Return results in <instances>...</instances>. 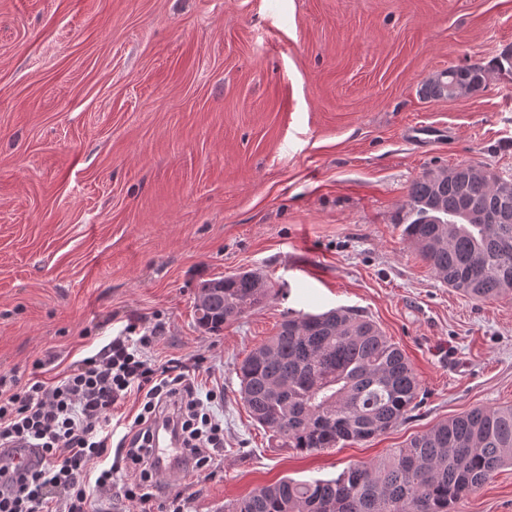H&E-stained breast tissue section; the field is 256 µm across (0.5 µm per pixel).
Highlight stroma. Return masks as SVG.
I'll return each instance as SVG.
<instances>
[{
    "label": "stroma",
    "instance_id": "stroma-1",
    "mask_svg": "<svg viewBox=\"0 0 512 512\" xmlns=\"http://www.w3.org/2000/svg\"><path fill=\"white\" fill-rule=\"evenodd\" d=\"M508 51L512 0H0V376L70 364L131 322L160 326L157 361L202 356L224 448L181 484L182 512L512 405V295L449 288L397 223L427 170L512 178V76L462 100L420 92ZM415 124L436 139L408 137ZM249 269L265 306L201 330L196 285ZM334 308L402 349L420 404L367 441L278 447L238 367L287 314ZM454 512H512V467Z\"/></svg>",
    "mask_w": 512,
    "mask_h": 512
}]
</instances>
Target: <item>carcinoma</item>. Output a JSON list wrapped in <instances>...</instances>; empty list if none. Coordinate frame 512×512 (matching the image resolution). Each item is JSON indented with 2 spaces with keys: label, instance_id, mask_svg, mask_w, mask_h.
<instances>
[{
  "label": "carcinoma",
  "instance_id": "obj_1",
  "mask_svg": "<svg viewBox=\"0 0 512 512\" xmlns=\"http://www.w3.org/2000/svg\"><path fill=\"white\" fill-rule=\"evenodd\" d=\"M474 92L480 62L450 66ZM402 237L441 282L474 301L512 294V205L460 167L448 179L425 172L408 190ZM199 327L219 333L264 305L270 288L251 270L204 281ZM252 420L283 448L313 452L380 435L416 406L420 383L376 322L353 309L289 317L237 372ZM512 466V406L473 408L413 437L375 462L330 479H283L224 512H451L500 468Z\"/></svg>",
  "mask_w": 512,
  "mask_h": 512
}]
</instances>
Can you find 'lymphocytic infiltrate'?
Returning <instances> with one entry per match:
<instances>
[{"instance_id":"1","label":"lymphocytic infiltrate","mask_w":512,"mask_h":512,"mask_svg":"<svg viewBox=\"0 0 512 512\" xmlns=\"http://www.w3.org/2000/svg\"><path fill=\"white\" fill-rule=\"evenodd\" d=\"M158 340V328L132 324L67 370L39 359L24 385L0 377V512H98L116 447L133 474L124 496L140 512H151L161 472L193 477L214 467L224 429L211 406L223 392L199 387L198 359L155 363L149 352ZM130 396L136 414L115 416ZM161 427L177 441L176 454L154 448ZM17 447L34 450L38 465L20 469L9 455Z\"/></svg>"}]
</instances>
